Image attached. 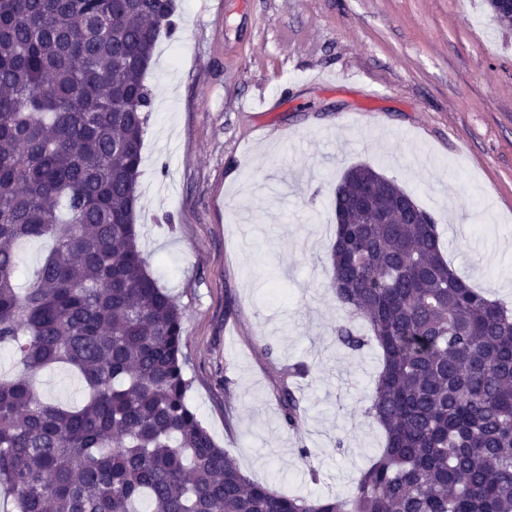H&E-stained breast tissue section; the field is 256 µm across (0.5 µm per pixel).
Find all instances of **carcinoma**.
Returning a JSON list of instances; mask_svg holds the SVG:
<instances>
[{
	"label": "carcinoma",
	"instance_id": "cac0c4a2",
	"mask_svg": "<svg viewBox=\"0 0 512 512\" xmlns=\"http://www.w3.org/2000/svg\"><path fill=\"white\" fill-rule=\"evenodd\" d=\"M174 0H0V487L13 512H512V312L448 265L434 217L373 167L336 187V327L383 367L365 413L386 445L346 497L251 480L186 400L182 312L147 271L138 201L145 76ZM367 195L389 223L366 224ZM50 250L25 293L23 240ZM53 365L87 390L40 398ZM283 424L300 400L277 388Z\"/></svg>",
	"mask_w": 512,
	"mask_h": 512
}]
</instances>
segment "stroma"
Returning a JSON list of instances; mask_svg holds the SVG:
<instances>
[{
	"label": "stroma",
	"mask_w": 512,
	"mask_h": 512,
	"mask_svg": "<svg viewBox=\"0 0 512 512\" xmlns=\"http://www.w3.org/2000/svg\"><path fill=\"white\" fill-rule=\"evenodd\" d=\"M175 5L146 77L139 221L183 311L187 401L251 479L348 496L385 445L365 413L382 357L336 341V186L356 164L394 179L434 215L449 264L512 308V28L483 27L485 0ZM297 363L293 431L273 377ZM35 387L85 397L63 368Z\"/></svg>",
	"instance_id": "35a3bbf8"
}]
</instances>
